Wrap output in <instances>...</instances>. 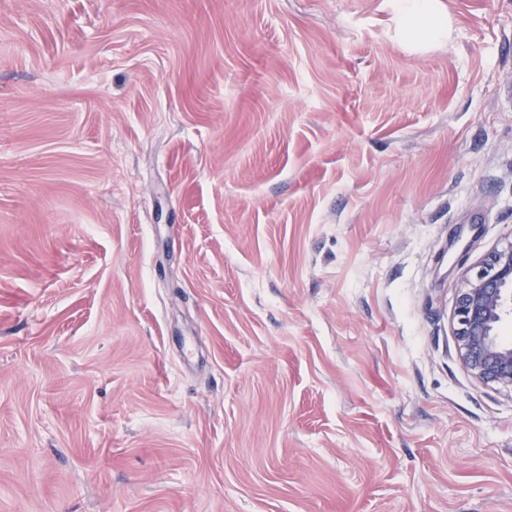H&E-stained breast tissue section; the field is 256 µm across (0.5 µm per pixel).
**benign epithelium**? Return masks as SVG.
Returning a JSON list of instances; mask_svg holds the SVG:
<instances>
[{
    "mask_svg": "<svg viewBox=\"0 0 512 512\" xmlns=\"http://www.w3.org/2000/svg\"><path fill=\"white\" fill-rule=\"evenodd\" d=\"M512 318V245L492 252L459 288L454 311L465 368L477 379L512 388V346L499 336Z\"/></svg>",
    "mask_w": 512,
    "mask_h": 512,
    "instance_id": "benign-epithelium-1",
    "label": "benign epithelium"
}]
</instances>
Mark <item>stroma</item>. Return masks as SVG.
Here are the masks:
<instances>
[{"label":"stroma","mask_w":512,"mask_h":512,"mask_svg":"<svg viewBox=\"0 0 512 512\" xmlns=\"http://www.w3.org/2000/svg\"><path fill=\"white\" fill-rule=\"evenodd\" d=\"M428 12L0 0V512H512V0ZM512 317V245L493 251L474 276L466 278L454 320L465 368L477 379L512 389V346L500 328Z\"/></svg>","instance_id":"obj_1"}]
</instances>
